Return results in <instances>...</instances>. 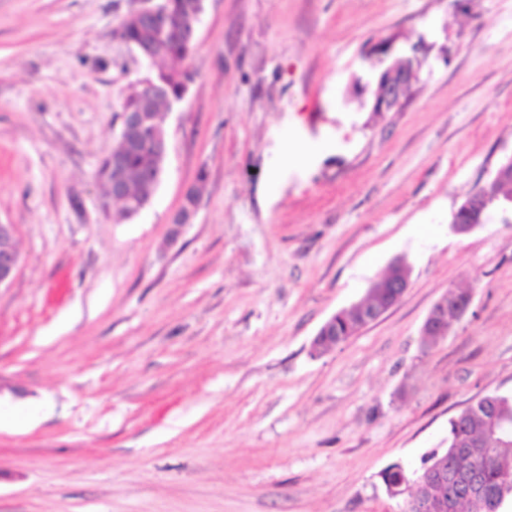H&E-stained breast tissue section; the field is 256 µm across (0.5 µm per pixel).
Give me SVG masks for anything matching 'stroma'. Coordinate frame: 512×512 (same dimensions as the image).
Instances as JSON below:
<instances>
[{
    "mask_svg": "<svg viewBox=\"0 0 512 512\" xmlns=\"http://www.w3.org/2000/svg\"><path fill=\"white\" fill-rule=\"evenodd\" d=\"M136 5L0 0V222L21 253L0 288V512H400L381 471L512 393V207L448 221L512 155V0H204L162 181L122 220L94 172L147 74L113 36ZM385 40L424 47L399 112L372 109ZM289 136L320 149L285 166ZM398 258L402 299L312 355ZM451 289L471 307L425 347ZM458 291V290H456ZM454 290H448V293L442 295L433 308L429 311L428 315L426 316L422 327H421V335L422 336H428L429 334H434L438 336H428V339L425 340V344L429 347L433 344H435L440 336H448V334L452 331L453 325H444V322L442 320L441 310L445 309L447 306L451 305H460L464 313L469 309L471 305V296H469L467 299L462 300L458 293ZM462 295H466L464 291H458ZM440 306L441 309H437L436 306Z\"/></svg>",
    "mask_w": 512,
    "mask_h": 512,
    "instance_id": "obj_1",
    "label": "stroma"
}]
</instances>
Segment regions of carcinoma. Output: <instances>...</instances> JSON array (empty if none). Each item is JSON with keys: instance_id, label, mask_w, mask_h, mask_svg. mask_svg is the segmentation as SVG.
Wrapping results in <instances>:
<instances>
[{"instance_id": "obj_1", "label": "carcinoma", "mask_w": 512, "mask_h": 512, "mask_svg": "<svg viewBox=\"0 0 512 512\" xmlns=\"http://www.w3.org/2000/svg\"><path fill=\"white\" fill-rule=\"evenodd\" d=\"M201 9L202 5L195 4V0H170L169 11L157 26L150 29L141 28L128 13L114 31L115 38L130 47L144 44L152 48L151 57L147 61L146 80L160 89L150 104L151 126L141 134L138 144L128 149L123 138L119 137L114 145L115 151L123 154L122 174L132 202L140 201L149 190L157 191L160 184L165 158L158 156L153 150L151 129H165L167 112L171 111L174 103L184 99L189 85L194 81V74L185 68L177 67V63L190 55L192 44L186 42L183 31L191 27ZM141 102L140 89L136 88L123 97L119 113L114 115V119H119L122 112L139 110ZM149 174L155 177V182L150 187L144 182ZM114 175L110 160L103 158L96 171V179L103 192H108ZM204 182L205 175H199L198 185L189 189L182 201L183 212L197 208ZM479 191L491 199L512 198V180L507 183L492 181L479 188ZM388 303L389 294L385 289H367L362 305L336 312L329 326L314 338L311 345L312 354L319 356L346 342L366 327L363 309H381ZM494 415L512 420V395H486L453 416L448 422L447 447L433 451L424 462V466L442 464L446 486L440 488V491L443 494L449 493L458 484L457 470L454 469L456 454L464 450L467 441L483 439L482 447L486 448L489 462L476 465L477 476L493 491L495 512H505L508 503H512V432H493L490 421ZM423 474L422 469L409 471L401 464L395 463L385 468L381 477L387 491L393 490L398 495L406 493L411 498Z\"/></svg>"}]
</instances>
